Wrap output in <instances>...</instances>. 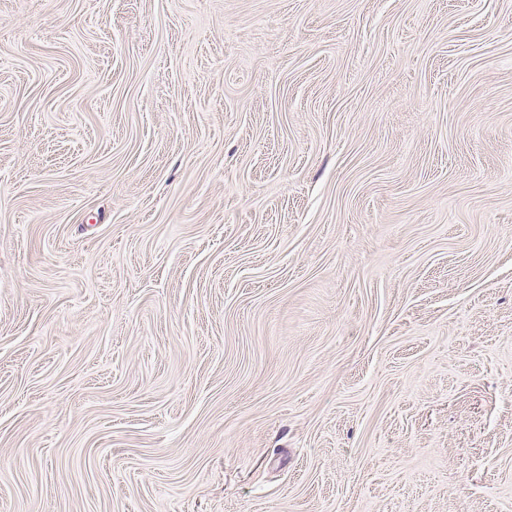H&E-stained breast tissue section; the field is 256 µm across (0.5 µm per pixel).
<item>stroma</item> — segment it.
<instances>
[{
  "instance_id": "35a3bbf8",
  "label": "stroma",
  "mask_w": 512,
  "mask_h": 512,
  "mask_svg": "<svg viewBox=\"0 0 512 512\" xmlns=\"http://www.w3.org/2000/svg\"><path fill=\"white\" fill-rule=\"evenodd\" d=\"M0 512H512V0H0Z\"/></svg>"
}]
</instances>
